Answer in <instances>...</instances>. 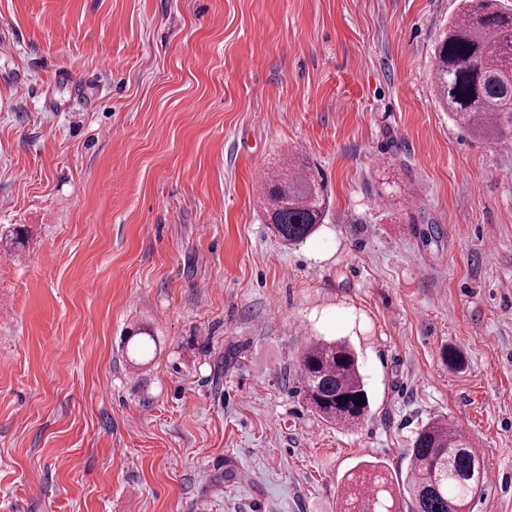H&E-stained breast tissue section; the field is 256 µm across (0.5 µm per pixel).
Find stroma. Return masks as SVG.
Segmentation results:
<instances>
[{"instance_id":"1","label":"stroma","mask_w":512,"mask_h":512,"mask_svg":"<svg viewBox=\"0 0 512 512\" xmlns=\"http://www.w3.org/2000/svg\"><path fill=\"white\" fill-rule=\"evenodd\" d=\"M458 5L0 0V512H337L436 417L512 512V147L432 93ZM295 152L326 218L287 247ZM318 338L362 425L308 408ZM266 222L285 245L306 241L324 220V186L301 157L264 178ZM299 369L301 392L321 419L346 427L365 420L370 397L358 355L348 343L341 339L310 342L300 356ZM362 396L366 405L361 403ZM354 400H360V405Z\"/></svg>"}]
</instances>
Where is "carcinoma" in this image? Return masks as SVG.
<instances>
[{"label": "carcinoma", "mask_w": 512, "mask_h": 512, "mask_svg": "<svg viewBox=\"0 0 512 512\" xmlns=\"http://www.w3.org/2000/svg\"><path fill=\"white\" fill-rule=\"evenodd\" d=\"M433 90L453 118L474 135L512 137V9L501 0H461L440 39ZM266 222L284 244L306 241L324 220V186L304 159L264 178ZM299 385L324 421L354 427L370 405L358 355L348 343L318 339L303 350ZM405 472L389 475L361 462L345 477L347 512H471L487 483L480 451L445 420L421 425L406 453Z\"/></svg>", "instance_id": "obj_1"}]
</instances>
